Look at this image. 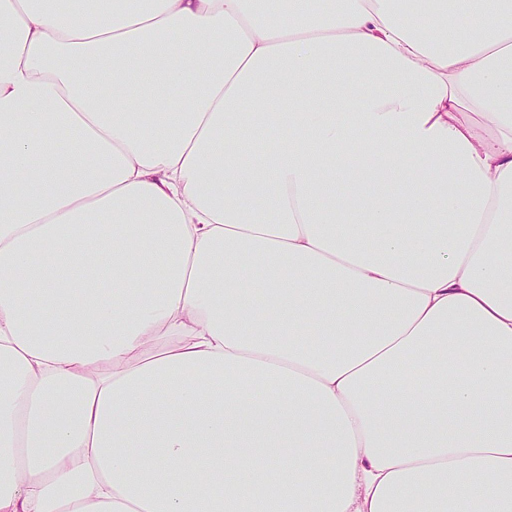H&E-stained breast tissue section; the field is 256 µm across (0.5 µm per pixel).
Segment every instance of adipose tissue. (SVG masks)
<instances>
[{
  "label": "adipose tissue",
  "instance_id": "adipose-tissue-1",
  "mask_svg": "<svg viewBox=\"0 0 512 512\" xmlns=\"http://www.w3.org/2000/svg\"><path fill=\"white\" fill-rule=\"evenodd\" d=\"M0 512H512V0H0Z\"/></svg>",
  "mask_w": 512,
  "mask_h": 512
}]
</instances>
